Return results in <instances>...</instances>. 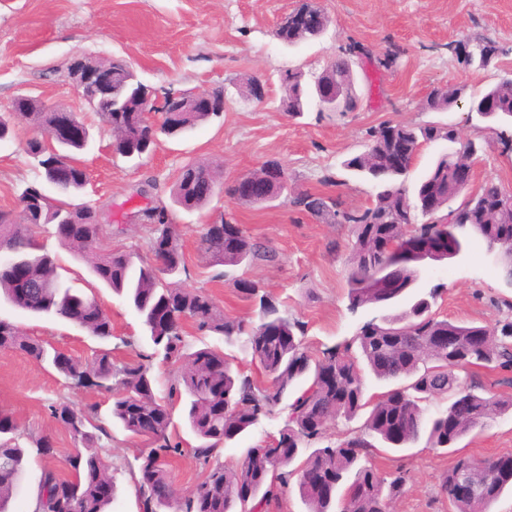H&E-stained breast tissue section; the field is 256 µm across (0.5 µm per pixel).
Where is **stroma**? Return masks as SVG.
I'll return each instance as SVG.
<instances>
[{"label":"stroma","mask_w":512,"mask_h":512,"mask_svg":"<svg viewBox=\"0 0 512 512\" xmlns=\"http://www.w3.org/2000/svg\"><path fill=\"white\" fill-rule=\"evenodd\" d=\"M300 2L0 0V113L11 110L24 95L83 113L79 93L66 79L70 62L80 55L124 60L157 98L168 92L224 87L221 117L178 138L160 137L155 150L137 163L114 154L109 132L93 122L90 144L81 156L90 174L83 197L108 207L113 248L143 255L147 228L126 223L125 217L148 204L170 205V188L184 164L211 165L229 181L265 161H280L288 173V189L271 203L244 207L221 196L201 211L174 209L186 252L182 285L206 290L225 314L248 319L255 317L256 305L242 297L234 282L242 277L256 281L280 300L285 315L306 323L307 341L317 351L352 336L360 320L376 316L377 311L368 308L355 316L347 309L348 226L324 224L299 212L290 203L293 192L331 194L353 209L370 206L375 187L352 176L342 162L363 151L369 130L383 123H450L464 138L490 139V121L470 113L467 102L433 112L426 100L436 87L463 86L474 95L512 77V0H317L330 18L325 32L293 45L282 43L273 32ZM484 38L500 46L497 59L484 69L461 65L452 51L454 44ZM352 40L369 47L374 56L394 57L386 69L370 62L354 66L358 108L322 114L312 104L300 117L287 112L281 103L280 74L321 71ZM251 77L265 85L263 102L246 92L245 82ZM31 134L23 123L0 141V210H17L20 190L37 179L25 154ZM223 219L269 242L277 261L241 266L215 278L213 269L197 255L196 235L201 225ZM332 241L337 244L333 250L328 247ZM438 283L443 290L434 309L448 320L489 324L512 309V288L504 287L493 254L477 238H467L462 256L422 265L421 292ZM97 294L112 320L108 346L113 356L123 360L149 354L136 315L108 289H98ZM0 319L83 358L98 346L73 325L30 315L3 300ZM62 398L80 405L97 401L99 395L64 387L49 364L0 349V408L13 414L21 443L52 437L56 454L51 463L57 467L75 449L69 432L50 415V404ZM180 437L181 453L171 459L168 469L177 490L187 495L195 489L201 468L191 450V435L184 431ZM131 446L126 432L113 427L117 495L112 512H140L127 467ZM459 446L477 459L512 454V413L490 420ZM451 460V455L422 442L401 453L380 451L369 458L378 470L400 465L409 473L395 512H449L440 476Z\"/></svg>","instance_id":"1"}]
</instances>
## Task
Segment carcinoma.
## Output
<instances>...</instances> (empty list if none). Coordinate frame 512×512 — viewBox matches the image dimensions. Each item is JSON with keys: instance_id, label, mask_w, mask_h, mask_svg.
I'll list each match as a JSON object with an SVG mask.
<instances>
[{"instance_id": "carcinoma-1", "label": "carcinoma", "mask_w": 512, "mask_h": 512, "mask_svg": "<svg viewBox=\"0 0 512 512\" xmlns=\"http://www.w3.org/2000/svg\"><path fill=\"white\" fill-rule=\"evenodd\" d=\"M499 55L496 42L488 39L473 45L468 67L484 69L491 55ZM369 54L356 42L348 43L343 55L331 65L340 95L336 111L351 112L357 95L353 66ZM112 101L103 102L95 112L107 129L125 132L112 141L115 153L141 158L155 148L159 136L183 134L209 120L206 112H183L162 118L153 131L144 126L134 130L132 112H114L122 104L136 106L142 86L131 75L121 74L123 65L112 64ZM294 73L281 78L286 85L284 102L288 112L301 115L308 95ZM462 96V89H434L428 107L435 112L448 110ZM483 96L495 102L490 113L479 111L472 100L470 111L482 118L512 122V78H503L486 88ZM32 126L37 135L26 142L31 165L55 190L50 198L32 183L19 195L23 215L0 211V298L26 312L69 322L88 335L107 341L112 323L94 293L73 287L58 272L57 257L43 238L53 237L59 245L88 264L93 275L136 313L151 347L148 355L122 362L114 361L108 349L93 351L85 359L76 358L24 334L12 323L0 320V348L19 351L51 366L75 389L108 394L110 415L98 402L76 405L61 399L50 405L51 417L81 445L66 459L69 474L42 466L35 475L36 512H109L114 497L98 495L100 483H115L109 461L110 423L119 425L134 441L142 439L141 419L154 420L152 437L146 449L133 454L129 465L135 479L137 497L146 512H166L150 502L149 491L157 483L170 480L167 466L180 453L181 442L174 439L176 415L193 434V456L202 467L203 479L195 490L183 496L180 512H246L249 502L242 490L249 487L253 498L267 501L279 490L295 484L308 512H387L389 504L402 497L407 472L397 466L382 473L365 463L374 447L372 440L394 451L409 448L421 438L436 449L453 448L465 436L485 427L488 419L512 412V399L486 389L474 369L512 372V314L492 324H468L440 319L432 305L443 285L436 284L423 296L414 297L402 311L364 322L355 334L314 354L306 341V323L280 313L279 302L259 286L241 288L246 298L257 301L258 320L231 318L202 289L178 285L186 272L184 240L164 207H150L139 218L148 226V256L112 248V225L103 223L104 211L87 201L77 202V193L88 184L77 154L83 142H70L55 148L47 143L57 119L41 102L19 98L14 111L0 113V140L15 120ZM453 142L450 125L431 123L413 127L395 124L369 133L365 150L343 162L356 175L370 180L377 189L374 203L364 209H351L336 196L300 191L293 205L325 224L335 223L337 215L350 228L352 243L348 256L349 309L389 306L418 286L420 267L399 262L411 238L431 235L442 252L441 261L460 255L464 234L482 239L496 254L500 277L509 284L512 271V194L504 186L485 181L477 191L463 196L451 178L453 165L477 157L492 147V141L466 140L438 156L433 166L414 185H408L410 167L394 169L388 157L400 141ZM202 163H188L179 172L172 199L175 205L191 211L210 202L194 194L192 183L211 174ZM433 197L443 224L418 222L420 200ZM196 251L209 267L235 268L256 262L273 263L276 251L266 241L241 234L232 247L224 245L221 225L206 224L197 240ZM391 266L400 288L391 298L374 279V272ZM196 335L218 336L229 345L239 344L262 370L267 381H258L250 372L233 366L224 352L204 344L193 346L187 326ZM171 367L167 396L157 397L153 362ZM326 365H334L344 392L320 382ZM465 373L459 379L456 371ZM385 382L390 388L376 396L367 394L365 374ZM214 387L224 389V409L218 414L208 403ZM448 398V406L431 414L427 402ZM460 401L468 405L470 418L448 428V415ZM279 414L282 425L274 434L280 447L266 444L247 449L241 463L227 468L220 460L226 445L238 440L263 420ZM365 416L358 430L342 439L331 440L329 430L338 420L347 423ZM17 424L11 413L0 409V512H9L14 489L27 471L32 455L47 459L55 455L51 437L32 440L24 448L18 443ZM314 469L336 481V497L319 495L301 480V472ZM473 470L482 479V488L473 495L460 493L457 476ZM512 489V455L476 461L457 456L443 472L440 489L451 512H489L505 489Z\"/></svg>"}]
</instances>
